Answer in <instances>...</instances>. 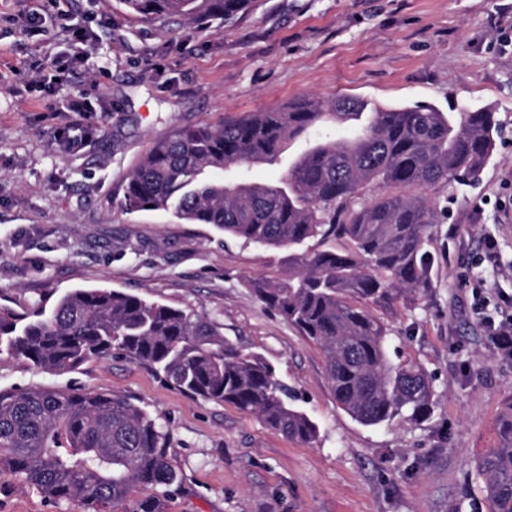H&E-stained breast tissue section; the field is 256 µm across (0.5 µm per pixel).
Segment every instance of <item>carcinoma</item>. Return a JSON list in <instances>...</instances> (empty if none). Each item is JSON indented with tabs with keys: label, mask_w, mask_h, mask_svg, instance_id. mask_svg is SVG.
<instances>
[{
	"label": "carcinoma",
	"mask_w": 512,
	"mask_h": 512,
	"mask_svg": "<svg viewBox=\"0 0 512 512\" xmlns=\"http://www.w3.org/2000/svg\"><path fill=\"white\" fill-rule=\"evenodd\" d=\"M253 0H121L150 20L205 25L243 14ZM363 99L301 98L217 125L185 128L155 142L129 172L128 213L170 211L185 224H210L224 235L288 250V271L249 282L256 297L324 356L336 404L365 426L416 422L433 407V386L415 364L389 359L382 314L431 278L427 246L442 209L423 190L479 176L493 155L498 121L490 109L442 112L430 104L375 105L352 125ZM349 125L338 140L331 131ZM308 146L276 183L236 178L246 164L274 165L298 138ZM376 183L421 190L380 194L353 205ZM342 240L346 248L307 246ZM0 347L38 370H71L119 351L174 388L257 414L303 443L319 428L296 404L275 368L224 339L205 314L105 287L75 288L46 308L40 296L23 312L0 307ZM166 434L145 410L112 393L42 387L0 391V475L39 490L51 502L85 512H164L180 475ZM488 512H512V404L499 419L498 445L473 460ZM149 494L143 496L141 491Z\"/></svg>",
	"instance_id": "cac0c4a2"
}]
</instances>
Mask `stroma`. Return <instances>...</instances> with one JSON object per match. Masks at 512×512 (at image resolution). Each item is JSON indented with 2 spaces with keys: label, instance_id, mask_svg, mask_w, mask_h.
I'll use <instances>...</instances> for the list:
<instances>
[{
  "label": "stroma",
  "instance_id": "1",
  "mask_svg": "<svg viewBox=\"0 0 512 512\" xmlns=\"http://www.w3.org/2000/svg\"><path fill=\"white\" fill-rule=\"evenodd\" d=\"M104 20L88 69L37 96L16 92L28 61L63 50L52 21L26 35L27 0H0V306L26 309L78 286H106L206 314L262 355L318 424L304 444L233 405L180 392L122 354L66 372L0 353V389L48 387L129 398L163 427L182 484L165 512H485L473 457L495 447L512 399V357L488 318L512 296V0H255L209 29L139 21L121 0H71ZM109 109L60 149L70 97ZM493 109L502 128L478 183L440 190L431 283L386 315L390 358L432 377L433 412L367 427L340 409L320 349L268 310L248 282L282 275L286 251L224 237L164 211L125 213L128 173L174 129L279 108L304 96ZM488 294L478 300L473 281ZM0 512H83L16 479Z\"/></svg>",
  "mask_w": 512,
  "mask_h": 512
}]
</instances>
